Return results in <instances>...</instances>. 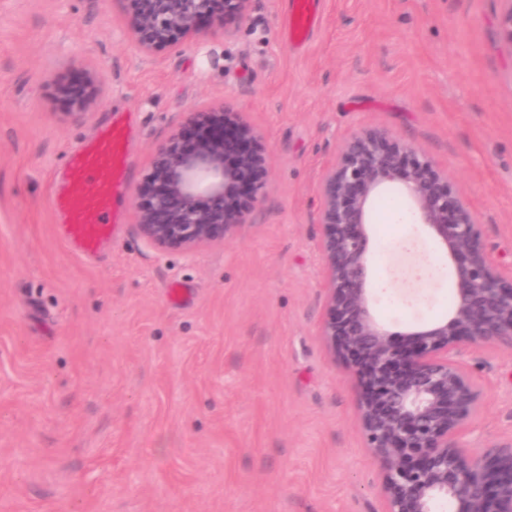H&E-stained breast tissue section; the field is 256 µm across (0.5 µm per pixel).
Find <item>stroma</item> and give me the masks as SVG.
<instances>
[{"label": "stroma", "mask_w": 512, "mask_h": 512, "mask_svg": "<svg viewBox=\"0 0 512 512\" xmlns=\"http://www.w3.org/2000/svg\"><path fill=\"white\" fill-rule=\"evenodd\" d=\"M504 0H251L220 35L142 55L118 0H0V512H387L358 381L319 335L322 175L352 133L423 150L512 268V44ZM100 85L77 117L45 87ZM235 103L270 173L224 243L161 252L135 201L153 147L193 108ZM130 124L123 221L93 257L63 236L64 163ZM404 204L369 228L393 332L445 318L448 260ZM484 395L460 443L512 442V346L457 355ZM293 10L289 18L292 37L301 38L317 22L313 0H293Z\"/></svg>", "instance_id": "1"}]
</instances>
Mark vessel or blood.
I'll return each instance as SVG.
<instances>
[{"instance_id": "vessel-or-blood-1", "label": "vessel or blood", "mask_w": 512, "mask_h": 512, "mask_svg": "<svg viewBox=\"0 0 512 512\" xmlns=\"http://www.w3.org/2000/svg\"><path fill=\"white\" fill-rule=\"evenodd\" d=\"M316 22L313 0H294L291 35L304 37ZM126 139V126L115 123L69 156L67 187L56 196L54 207L66 218V240L84 255H95L121 221L114 203L126 194L129 184Z\"/></svg>"}]
</instances>
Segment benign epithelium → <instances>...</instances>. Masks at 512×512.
<instances>
[{
    "label": "benign epithelium",
    "instance_id": "7a95c632",
    "mask_svg": "<svg viewBox=\"0 0 512 512\" xmlns=\"http://www.w3.org/2000/svg\"><path fill=\"white\" fill-rule=\"evenodd\" d=\"M144 55L207 34H229L251 0H117ZM48 84L83 115L98 100L89 78L79 89ZM270 158L245 113L214 101L150 157L137 224L154 248L185 252L221 244L245 222L267 183ZM389 188L406 216L446 254L456 292L446 319L395 335L372 309L377 292L368 251L375 202ZM319 194L325 316L319 336L354 370L358 424L382 465L388 512H512V443L466 452L459 438L483 407L481 390L454 359L463 346H512V271L498 269L470 203L423 151L380 129L349 136L324 173Z\"/></svg>",
    "mask_w": 512,
    "mask_h": 512
}]
</instances>
